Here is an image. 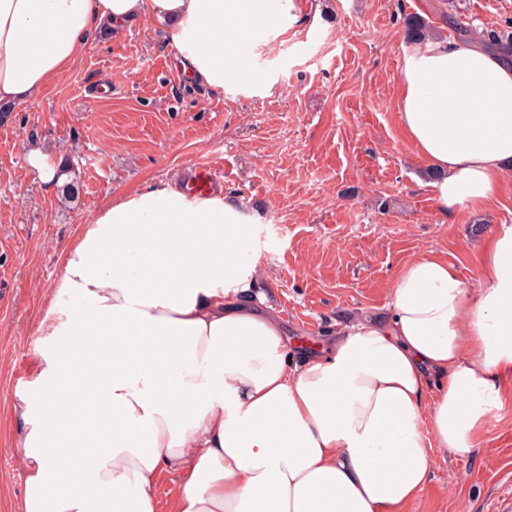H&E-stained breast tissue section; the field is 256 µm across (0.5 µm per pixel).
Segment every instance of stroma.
<instances>
[{"label":"stroma","instance_id":"stroma-1","mask_svg":"<svg viewBox=\"0 0 512 512\" xmlns=\"http://www.w3.org/2000/svg\"><path fill=\"white\" fill-rule=\"evenodd\" d=\"M286 32L260 38L249 65L265 94L186 79L160 24L92 36L79 63L0 123V512H22L13 405L36 361V316L80 224L148 187L182 188L195 167L223 175L256 248L247 292L274 309L295 364L337 321L386 315L398 270L433 251L479 284L478 247L512 222V183L486 210L443 217L427 166L398 115L406 16L456 36L449 0H293ZM477 30L512 27V0H464ZM68 159L77 200L43 183L30 151ZM477 458L435 450L405 512H512V377Z\"/></svg>","mask_w":512,"mask_h":512}]
</instances>
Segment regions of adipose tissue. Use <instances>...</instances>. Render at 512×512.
<instances>
[{"label": "adipose tissue", "mask_w": 512, "mask_h": 512, "mask_svg": "<svg viewBox=\"0 0 512 512\" xmlns=\"http://www.w3.org/2000/svg\"><path fill=\"white\" fill-rule=\"evenodd\" d=\"M292 0H0V105L36 99L92 32L165 24L184 74L255 83L253 30ZM399 120L443 216L481 211L512 174V59L448 38L406 53ZM222 195L170 186L80 225L37 322L23 422V512H404L433 452L477 456L512 376V224L478 255L480 287L429 252L389 313L338 324L299 366L280 319L244 299L256 276Z\"/></svg>", "instance_id": "adipose-tissue-1"}]
</instances>
